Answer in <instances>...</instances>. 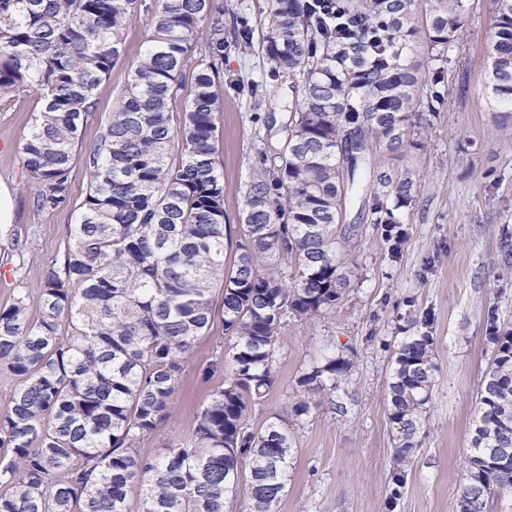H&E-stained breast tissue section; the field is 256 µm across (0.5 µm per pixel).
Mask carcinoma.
<instances>
[{
    "mask_svg": "<svg viewBox=\"0 0 512 512\" xmlns=\"http://www.w3.org/2000/svg\"><path fill=\"white\" fill-rule=\"evenodd\" d=\"M416 0H266L263 58L296 80L272 165L259 157L240 213L232 269L224 270V181L216 132L224 111L219 65L229 47L253 44L245 13L225 37L217 0H155L149 40L112 117L85 148L89 191L62 260L0 308V369L20 379L0 415V512H224L247 487L242 512H278L304 424L306 394L333 393L353 363L328 355L299 376L288 414L248 424L274 384L288 317L316 320L347 286L340 252L359 225L339 227L361 182L366 219L397 249L395 211L416 199L412 173L385 165L421 146L416 117L444 112L465 0H437L427 52L415 49ZM486 95L512 112V0H494ZM138 0H0V95L29 92L41 110L22 146L38 211L69 197L75 144L96 110L95 92L122 55ZM204 49L190 56L199 32ZM194 63L179 124L171 113ZM359 151L338 166L349 133ZM288 257L295 268L279 269ZM229 344L204 374L230 377L203 402L193 431L155 458L138 441L157 431L182 363L215 322L214 288ZM36 308V320L29 317ZM493 355L478 389V417L456 512H484L512 491V325L489 319ZM424 331L394 350L388 420L394 442L391 498L421 443L437 365Z\"/></svg>",
    "mask_w": 512,
    "mask_h": 512,
    "instance_id": "carcinoma-1",
    "label": "carcinoma"
}]
</instances>
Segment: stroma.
<instances>
[{
  "label": "stroma",
  "instance_id": "obj_1",
  "mask_svg": "<svg viewBox=\"0 0 512 512\" xmlns=\"http://www.w3.org/2000/svg\"><path fill=\"white\" fill-rule=\"evenodd\" d=\"M142 2L125 31L120 60L96 91L97 110L83 127V142L107 124L117 92L141 57L154 0ZM495 20L493 0H465L462 41L448 78V109L427 118L421 149L393 161L410 170L417 183L415 202L397 212L405 231L398 254L390 253L380 228L360 223L362 201L354 199L345 221L360 224L361 230L343 253L348 288L324 317L289 319L279 340L275 383L253 407L252 425L286 413L296 378L327 353L348 357L353 370L335 393L310 394L311 414L293 431L296 454L278 512L455 510L471 453L477 389L492 351L488 315L512 323V253L504 247L505 233H512V120L497 122L484 94L486 45ZM223 70L217 164L224 178V260L229 263L240 238L244 186L268 144L256 118L270 114L284 121L298 93L291 79L269 76L256 48L246 53L227 49ZM247 83L258 85V99L243 92ZM40 107L28 92L0 102V183L13 198L12 222L0 225V308L61 260L89 186L78 148L69 201L52 212L33 208V182L21 145ZM425 312L432 316L436 383L416 461L393 502L387 379L394 348L418 331L410 317ZM227 344L218 325L195 339L168 418L138 443L142 456H158L172 440L190 435L203 400L224 381L220 375L203 378L201 369Z\"/></svg>",
  "mask_w": 512,
  "mask_h": 512
}]
</instances>
